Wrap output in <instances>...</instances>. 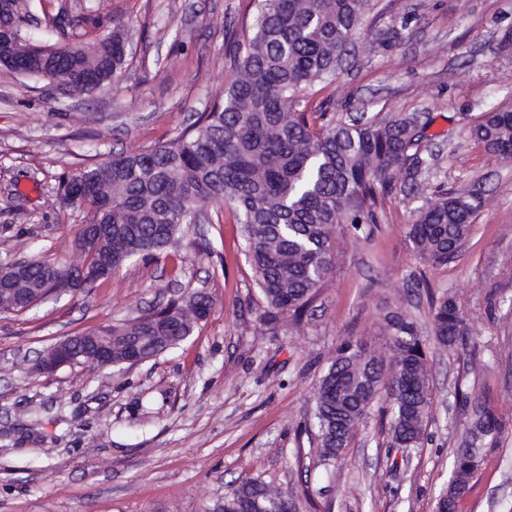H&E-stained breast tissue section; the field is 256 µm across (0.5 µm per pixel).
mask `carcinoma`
Segmentation results:
<instances>
[{
    "instance_id": "obj_1",
    "label": "carcinoma",
    "mask_w": 512,
    "mask_h": 512,
    "mask_svg": "<svg viewBox=\"0 0 512 512\" xmlns=\"http://www.w3.org/2000/svg\"><path fill=\"white\" fill-rule=\"evenodd\" d=\"M250 32L225 38L234 48L236 77L196 123L169 142L145 151L112 156L64 175L58 195L67 203L73 187L90 190L87 223L108 229L90 244L95 259L112 254V270L134 258L156 259L181 241L199 207L216 203L239 225L265 317L301 319L327 282L332 267L331 228L379 223L399 182L419 187L413 169L425 128L409 118L378 123L338 122L327 112L308 111L312 88L336 75L349 45L361 33L370 0H254ZM38 0H0V22L21 44L30 43ZM71 42L48 44V66L72 79L76 95L94 92L90 78L116 80L127 65L129 46L122 22L88 8L73 24ZM485 149L512 159V109L486 111L470 130ZM470 196L446 194L418 211L407 237L414 252L434 266L460 256L472 229ZM76 265L32 261L0 298V312H20L63 288ZM211 295L191 291L164 307L121 325L95 330L112 337V365L127 364L130 337L141 355L157 357L177 348L206 319ZM434 340L454 346L465 316L446 294L431 303ZM388 353L377 355L347 339L320 379L310 413L319 461L327 464L349 447L374 403L388 423L387 451L409 452L429 440L432 407L425 343L414 322L385 316ZM466 423L453 451L448 484L436 512H462L470 482L512 432V424L488 404L455 391ZM223 512H295L293 498L257 479L224 495Z\"/></svg>"
}]
</instances>
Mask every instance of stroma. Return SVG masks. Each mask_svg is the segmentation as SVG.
Returning <instances> with one entry per match:
<instances>
[{
	"label": "stroma",
	"mask_w": 512,
	"mask_h": 512,
	"mask_svg": "<svg viewBox=\"0 0 512 512\" xmlns=\"http://www.w3.org/2000/svg\"><path fill=\"white\" fill-rule=\"evenodd\" d=\"M87 3L48 0L31 37L62 42ZM108 5L130 43L118 84L70 98L0 66V266L80 258L86 214L60 204L62 174L153 148L193 123L234 77L225 28L252 13L249 0ZM365 23L404 27V37L391 52L355 40L310 103L342 120H426L420 192L398 195L370 232L333 228L328 281L298 323L264 322L234 218L214 205L203 208L206 223L184 225L179 250L0 313V512H220L230 483L250 478L294 495L299 512H435L461 427L454 387L512 421V160L470 136L485 111L512 107V0H377ZM466 191L476 199L461 257L424 262L407 243L409 224L431 198ZM197 289L214 306L174 351L119 371L34 372L60 339ZM433 292L457 300L471 330L463 346L435 343ZM390 312L426 341L433 440L393 465L375 411L336 462L320 464L302 432L309 399L343 339L384 352ZM463 512H512V437L474 479Z\"/></svg>",
	"instance_id": "obj_1"
}]
</instances>
